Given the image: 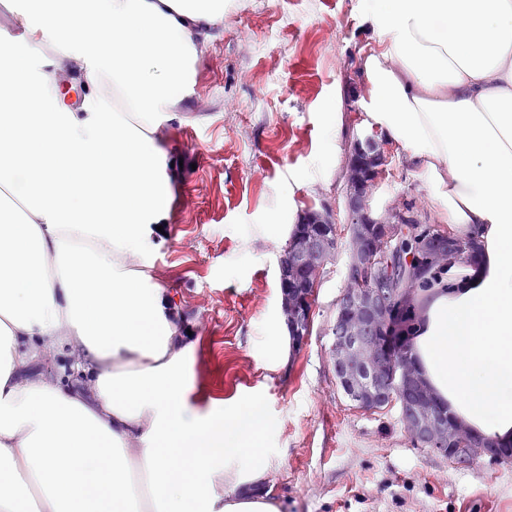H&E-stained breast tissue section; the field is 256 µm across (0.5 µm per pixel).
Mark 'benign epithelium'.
Segmentation results:
<instances>
[{
    "label": "benign epithelium",
    "mask_w": 512,
    "mask_h": 512,
    "mask_svg": "<svg viewBox=\"0 0 512 512\" xmlns=\"http://www.w3.org/2000/svg\"><path fill=\"white\" fill-rule=\"evenodd\" d=\"M374 182L361 185L360 195L350 204L352 223L359 224L368 216ZM351 252L358 253L370 249L377 255L378 263H356L346 269L342 293L336 303V317L331 328L334 332L328 359L333 371L338 375L359 376L367 371L375 382L394 381L404 384L412 380L417 372L416 365L410 362L395 363L390 358V322L399 317L400 304L389 297L387 290L372 288L369 298L358 292L356 284L371 276L377 264L391 265L390 253L386 249L385 237H363L353 234L350 237ZM296 262L295 268L311 281H317L322 271L318 243L308 237L298 236L292 241ZM403 418V430L420 447L450 456L459 464L468 463L474 455L497 459L506 449L496 443L472 449L470 430L453 423L448 424L428 410V398L417 395L412 399L399 401Z\"/></svg>",
    "instance_id": "obj_1"
}]
</instances>
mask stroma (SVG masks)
<instances>
[{"instance_id":"stroma-1","label":"stroma","mask_w":512,"mask_h":512,"mask_svg":"<svg viewBox=\"0 0 512 512\" xmlns=\"http://www.w3.org/2000/svg\"><path fill=\"white\" fill-rule=\"evenodd\" d=\"M365 0H230L224 27L197 55L175 119L160 132L170 209L153 232L154 280L192 335L189 405L202 413L257 396L249 428L275 426L267 484L285 512H512V461L460 466L413 447L397 406H352L327 360L330 325L349 252L318 290L312 332L288 364L262 362L281 314L279 258L286 238L256 235L276 208L345 207L350 147L368 137L360 58L373 34ZM340 114L327 147L328 108ZM374 214L392 200L433 221L427 184L388 144Z\"/></svg>"}]
</instances>
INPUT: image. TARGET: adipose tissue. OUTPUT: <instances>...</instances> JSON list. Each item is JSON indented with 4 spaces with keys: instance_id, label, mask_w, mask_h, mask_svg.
<instances>
[{
    "instance_id": "ef3b65f1",
    "label": "adipose tissue",
    "mask_w": 512,
    "mask_h": 512,
    "mask_svg": "<svg viewBox=\"0 0 512 512\" xmlns=\"http://www.w3.org/2000/svg\"><path fill=\"white\" fill-rule=\"evenodd\" d=\"M366 124L436 219L477 238L415 340L431 390L512 442V0H367ZM224 0H29L0 55V512H282L254 397L199 414L193 346L149 273L170 206L157 139ZM69 347L76 391L27 374Z\"/></svg>"
}]
</instances>
